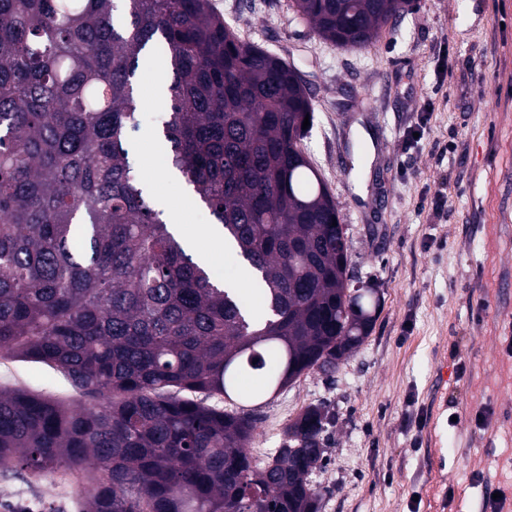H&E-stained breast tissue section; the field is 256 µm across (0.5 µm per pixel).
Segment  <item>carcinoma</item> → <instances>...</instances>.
Segmentation results:
<instances>
[{"label":"carcinoma","mask_w":512,"mask_h":512,"mask_svg":"<svg viewBox=\"0 0 512 512\" xmlns=\"http://www.w3.org/2000/svg\"><path fill=\"white\" fill-rule=\"evenodd\" d=\"M0 0V357L46 364L85 402L0 391V468L86 464L87 512H319L309 476L327 413L288 424L265 471L256 423L183 396L256 403L330 373L381 299L352 288L336 202L304 150L298 75L210 0ZM411 0H291L338 49L373 43ZM171 70L170 162L252 270L266 311L212 282L129 161L133 79ZM262 371L243 395L237 377Z\"/></svg>","instance_id":"carcinoma-1"}]
</instances>
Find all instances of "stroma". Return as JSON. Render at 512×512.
Instances as JSON below:
<instances>
[{
    "label": "stroma",
    "mask_w": 512,
    "mask_h": 512,
    "mask_svg": "<svg viewBox=\"0 0 512 512\" xmlns=\"http://www.w3.org/2000/svg\"><path fill=\"white\" fill-rule=\"evenodd\" d=\"M211 2L243 41L297 70L314 107L303 146L338 205L348 276L382 297L370 336L332 375L310 372L249 406L254 460L320 405L326 461L310 477L320 512H409L415 494L419 512H480L477 477L512 485V0H413L361 50L323 43L289 0ZM138 117L130 153L152 200L182 214L183 231L213 227L154 148L164 110ZM443 186L448 208L436 215ZM0 388L81 403L42 363L0 359ZM420 412L418 431L407 420ZM87 476L0 469V498L81 512Z\"/></svg>",
    "instance_id": "35a3bbf8"
}]
</instances>
